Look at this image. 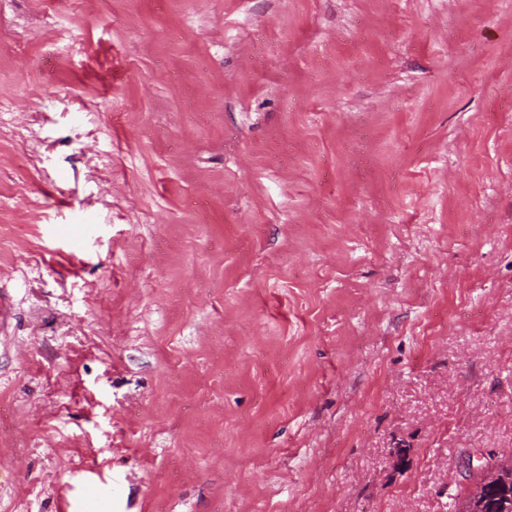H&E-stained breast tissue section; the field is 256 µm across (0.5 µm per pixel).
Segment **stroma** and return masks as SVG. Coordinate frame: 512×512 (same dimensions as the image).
<instances>
[{
    "instance_id": "1",
    "label": "stroma",
    "mask_w": 512,
    "mask_h": 512,
    "mask_svg": "<svg viewBox=\"0 0 512 512\" xmlns=\"http://www.w3.org/2000/svg\"><path fill=\"white\" fill-rule=\"evenodd\" d=\"M0 291V512H454L512 454V0H0Z\"/></svg>"
}]
</instances>
